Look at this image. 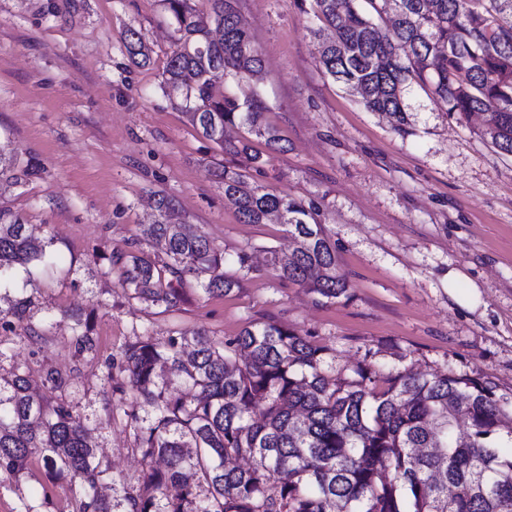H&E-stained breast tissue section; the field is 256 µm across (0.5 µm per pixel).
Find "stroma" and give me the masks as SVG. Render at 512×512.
Segmentation results:
<instances>
[{"label": "stroma", "mask_w": 512, "mask_h": 512, "mask_svg": "<svg viewBox=\"0 0 512 512\" xmlns=\"http://www.w3.org/2000/svg\"><path fill=\"white\" fill-rule=\"evenodd\" d=\"M313 6L237 0L264 60L245 90L284 144L256 142L265 162L247 181L321 205L349 284L333 301L268 268L270 251L291 246L285 225L243 224L225 206L212 171L237 158L197 134L159 87L175 40L160 0H0V139L41 165L38 177L0 188V209L48 243L40 260L0 272V310L29 302L24 321L0 330V381L25 371L44 399L72 406L108 468L104 498L139 485L138 434L152 417L116 393L125 375L108 364L146 337L163 345L203 329L221 342L273 320L324 348L331 374L450 369L512 396V158L418 89L407 133L366 111L324 74ZM129 28L150 48L148 65L129 60ZM159 194L225 253L239 289L209 296L192 279L167 311L122 288L112 259L138 249ZM79 322L93 339L81 355ZM51 371L63 390L51 391ZM78 495L37 457L18 475L0 472V512H77Z\"/></svg>", "instance_id": "1"}]
</instances>
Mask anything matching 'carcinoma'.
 <instances>
[{"mask_svg":"<svg viewBox=\"0 0 512 512\" xmlns=\"http://www.w3.org/2000/svg\"><path fill=\"white\" fill-rule=\"evenodd\" d=\"M176 39L160 88L204 138L244 165H221L213 176L244 224L273 217L288 227L292 251H270L277 275L329 301L348 295L337 273L336 243L313 200L263 185L246 169L264 163L250 142L224 144L237 124L281 150L258 97L216 87L221 73L242 83L263 70L261 54L236 9L237 0H160ZM324 73L353 91L368 112L391 114L407 132V97L417 86L440 98L458 123L487 113L480 136L512 158V0H314ZM497 21L498 33L488 25ZM221 35L212 37V28ZM132 63L150 62L138 31L126 30ZM40 167L0 148V182L17 185ZM157 219L143 230L145 252L116 257L122 287L165 309L183 299L193 277L208 295H228L224 253L203 232L180 222L160 195ZM43 256L26 225L0 210V270ZM27 301L0 313V328L24 319ZM325 349L274 321H252L215 342L204 330L146 340L121 359V396L150 409L141 429L139 488L125 492L123 512H512V401L487 381L449 370L431 376L363 365L344 379L324 369ZM166 367L185 382L167 395L156 382ZM466 429H461V426ZM38 456L56 475L80 482L79 512H113L97 492L105 469L79 415L63 401L48 407L17 372L0 385V471L18 474ZM248 457L247 468L225 467Z\"/></svg>","mask_w":512,"mask_h":512,"instance_id":"obj_1","label":"carcinoma"}]
</instances>
